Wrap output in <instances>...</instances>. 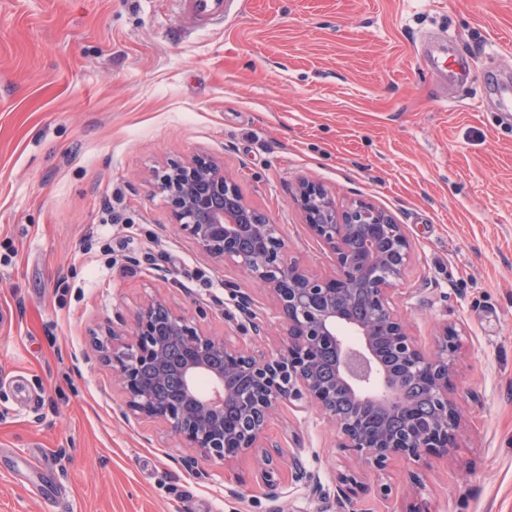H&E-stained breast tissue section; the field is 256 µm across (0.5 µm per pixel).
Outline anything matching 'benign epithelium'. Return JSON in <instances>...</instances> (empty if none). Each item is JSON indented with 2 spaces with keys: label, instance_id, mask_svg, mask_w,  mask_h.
<instances>
[{
  "label": "benign epithelium",
  "instance_id": "1",
  "mask_svg": "<svg viewBox=\"0 0 512 512\" xmlns=\"http://www.w3.org/2000/svg\"><path fill=\"white\" fill-rule=\"evenodd\" d=\"M153 189L198 250L222 265L230 263L265 292L284 328L279 347L258 349L264 321L252 297L224 284L235 311L224 319L243 337L233 342L204 333L194 316L177 311L162 298H150L131 315L93 340L112 364L123 395L124 414L162 422L195 456L224 463L239 457L259 459L254 486L280 495L284 484L277 464L283 450L267 442V430L283 403L299 411L318 409L336 431L339 453L359 464L336 476L340 503L355 512L354 498L366 473L375 476L372 496L385 502L392 494L382 482L390 461L404 457L420 465L458 449L460 413L453 379L462 355V333L443 320L434 347L421 349L396 307L414 246L403 225L369 201L336 207L320 183H299L292 200L308 233L331 254L328 271L315 273L290 256L281 225L251 207L224 164L209 155L175 161L153 175ZM423 380L432 403L427 431L418 430L414 413L406 434L385 427L371 430L354 414L339 411L336 393L353 405L373 402L388 414L413 408L400 379ZM292 479L327 498L318 475L291 455Z\"/></svg>",
  "mask_w": 512,
  "mask_h": 512
}]
</instances>
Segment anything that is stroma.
<instances>
[{
    "label": "stroma",
    "mask_w": 512,
    "mask_h": 512,
    "mask_svg": "<svg viewBox=\"0 0 512 512\" xmlns=\"http://www.w3.org/2000/svg\"><path fill=\"white\" fill-rule=\"evenodd\" d=\"M177 22L168 0H0V512H339L299 483L226 497L223 465L192 474L161 423L123 416L92 346L155 296L237 338L228 281L277 346L266 296L149 186L202 153L314 272L331 256L291 201L300 181L403 225L412 336L429 350L440 320L465 331L460 447L392 459L385 512H512V0H237L181 40ZM447 55L465 78L432 75ZM268 439L327 486L346 464L312 407L281 408Z\"/></svg>",
    "instance_id": "stroma-1"
}]
</instances>
